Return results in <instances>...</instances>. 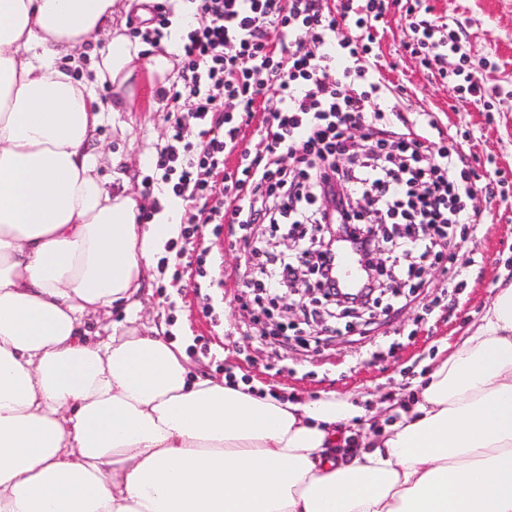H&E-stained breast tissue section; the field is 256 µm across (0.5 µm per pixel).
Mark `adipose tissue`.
Instances as JSON below:
<instances>
[{
	"label": "adipose tissue",
	"mask_w": 512,
	"mask_h": 512,
	"mask_svg": "<svg viewBox=\"0 0 512 512\" xmlns=\"http://www.w3.org/2000/svg\"><path fill=\"white\" fill-rule=\"evenodd\" d=\"M127 0H0V512H512V281L448 346L398 420L335 463L363 410L190 374L140 309L181 198L143 200L89 142L111 85L164 75L122 28ZM100 44L88 71L80 51Z\"/></svg>",
	"instance_id": "1"
}]
</instances>
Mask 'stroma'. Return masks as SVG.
I'll use <instances>...</instances> for the list:
<instances>
[{
  "label": "stroma",
  "mask_w": 512,
  "mask_h": 512,
  "mask_svg": "<svg viewBox=\"0 0 512 512\" xmlns=\"http://www.w3.org/2000/svg\"><path fill=\"white\" fill-rule=\"evenodd\" d=\"M433 16L458 27L461 51L479 71L489 90L487 104H462L451 80L426 69L411 54L413 32L399 11H390L377 33L373 51L386 82L406 112L438 113L449 135L470 134L483 169L503 170L505 184L493 199L478 195L475 207L486 213L473 245L455 249L454 264L467 288L430 311L408 306L377 313L366 338L336 335L322 339L319 324L309 331L319 345L291 337L259 338L243 290L231 272L242 266L240 247L229 232L213 236L199 225L193 238H177L149 272L138 312L112 309L89 317L90 333L107 336L113 325L134 320L162 329L166 339L182 345L191 371L233 377L252 389L278 398L313 401L333 395L363 406L364 417L352 429L379 427L391 403H405L426 384L445 347L479 323L491 306L500 279L512 280V0H423ZM170 116L158 98L142 97L136 111L112 112L91 147L101 171L127 178L148 198L171 194L155 162L169 143ZM221 258L214 277L223 287H198L195 260L204 248Z\"/></svg>",
  "instance_id": "obj_1"
}]
</instances>
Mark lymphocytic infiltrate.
<instances>
[{"label": "lymphocytic infiltrate", "instance_id": "1", "mask_svg": "<svg viewBox=\"0 0 512 512\" xmlns=\"http://www.w3.org/2000/svg\"><path fill=\"white\" fill-rule=\"evenodd\" d=\"M388 0H199L201 24L183 39L175 64L184 90L159 87L158 98L174 117L172 142L159 155L162 183L191 201L224 176L221 206L191 215L195 225L237 228L245 266L258 269L253 321L267 323L287 289H308L330 315L329 333L351 334L379 298L406 306L438 287L460 291L465 275L452 265V249L473 242L483 212L472 208L488 190L479 161L448 135L434 112L410 118L389 104L388 89L364 64L367 35L383 23ZM417 33L412 53L440 76H453L461 99L477 104L488 90L478 71L457 64L456 33L449 24L408 5ZM361 82L359 93H349ZM194 106L182 112V95ZM269 107L259 112L258 98ZM214 127L207 141L184 139L185 119ZM257 125L266 142L255 155L239 148L245 127ZM234 168H227L229 157ZM293 236L296 245L271 255L252 227ZM377 224L401 233H374ZM361 269L356 286L338 270L342 253ZM440 270L438 283L426 268Z\"/></svg>", "mask_w": 512, "mask_h": 512}]
</instances>
